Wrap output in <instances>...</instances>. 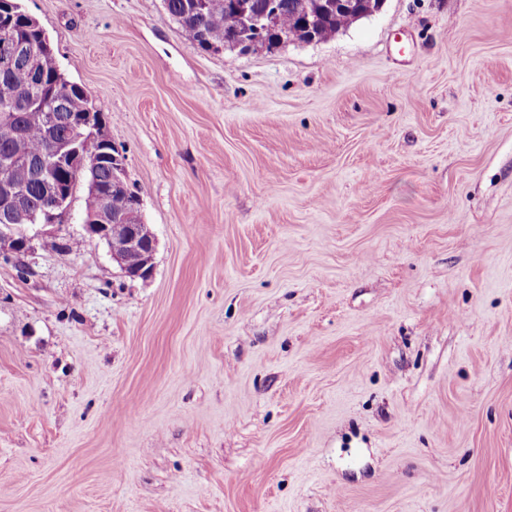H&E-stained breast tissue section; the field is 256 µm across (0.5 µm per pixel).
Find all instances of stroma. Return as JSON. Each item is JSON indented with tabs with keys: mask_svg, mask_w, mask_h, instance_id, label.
<instances>
[{
	"mask_svg": "<svg viewBox=\"0 0 512 512\" xmlns=\"http://www.w3.org/2000/svg\"><path fill=\"white\" fill-rule=\"evenodd\" d=\"M19 3L156 252L124 277L80 186L0 259V512H512V0L247 53Z\"/></svg>",
	"mask_w": 512,
	"mask_h": 512,
	"instance_id": "1",
	"label": "stroma"
}]
</instances>
